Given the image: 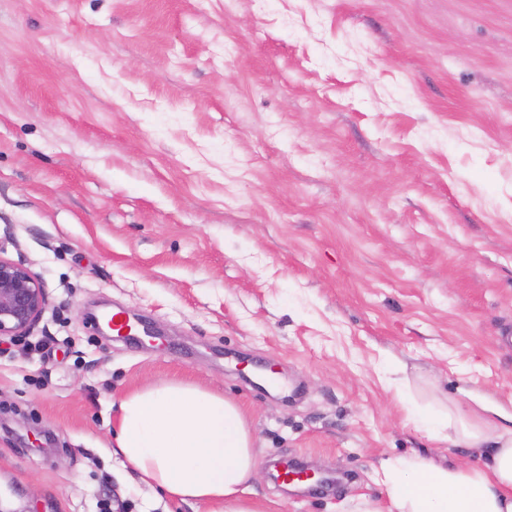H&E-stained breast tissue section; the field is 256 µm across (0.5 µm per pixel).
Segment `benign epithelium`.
I'll list each match as a JSON object with an SVG mask.
<instances>
[{
    "instance_id": "7a95c632",
    "label": "benign epithelium",
    "mask_w": 512,
    "mask_h": 512,
    "mask_svg": "<svg viewBox=\"0 0 512 512\" xmlns=\"http://www.w3.org/2000/svg\"><path fill=\"white\" fill-rule=\"evenodd\" d=\"M49 304L43 280L26 261L0 257V341L30 335L48 310ZM290 469L296 471L291 476L293 480L306 482L316 477L313 469L286 461L278 467L280 475L275 476L269 472L267 476L274 482H281V473ZM327 481L325 476L318 478L321 484Z\"/></svg>"
}]
</instances>
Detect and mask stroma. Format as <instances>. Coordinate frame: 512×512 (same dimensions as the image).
I'll return each mask as SVG.
<instances>
[{"label":"stroma","mask_w":512,"mask_h":512,"mask_svg":"<svg viewBox=\"0 0 512 512\" xmlns=\"http://www.w3.org/2000/svg\"><path fill=\"white\" fill-rule=\"evenodd\" d=\"M7 230L50 306L0 343V512H170L111 450L168 380L242 406L261 512H388L383 460L478 461L427 419L512 413V0H0Z\"/></svg>","instance_id":"35a3bbf8"}]
</instances>
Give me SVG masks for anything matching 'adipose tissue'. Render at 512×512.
<instances>
[{"mask_svg":"<svg viewBox=\"0 0 512 512\" xmlns=\"http://www.w3.org/2000/svg\"><path fill=\"white\" fill-rule=\"evenodd\" d=\"M115 444L141 481L197 512H256L246 494L256 473L253 436L239 404L200 386L153 385L118 404ZM436 439L480 448L483 460L444 468L428 459H388L381 482L390 512H512V423L458 428L431 420Z\"/></svg>","mask_w":512,"mask_h":512,"instance_id":"obj_1","label":"adipose tissue"}]
</instances>
